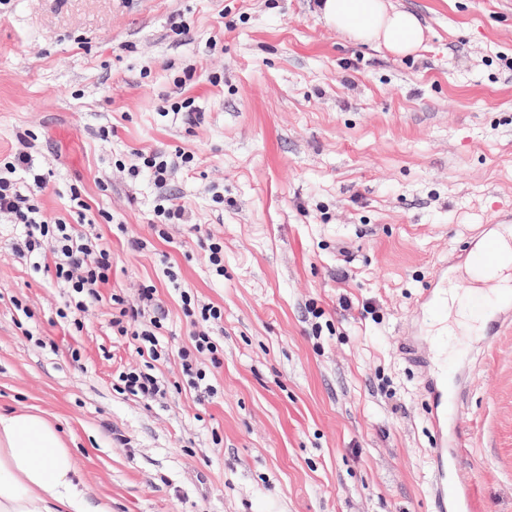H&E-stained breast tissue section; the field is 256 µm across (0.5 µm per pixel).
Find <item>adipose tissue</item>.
I'll use <instances>...</instances> for the list:
<instances>
[{"label": "adipose tissue", "mask_w": 512, "mask_h": 512, "mask_svg": "<svg viewBox=\"0 0 512 512\" xmlns=\"http://www.w3.org/2000/svg\"><path fill=\"white\" fill-rule=\"evenodd\" d=\"M326 24L348 40L415 53L424 40L419 16L392 0H320ZM71 448L40 411L0 413V512H112L91 503L74 481Z\"/></svg>", "instance_id": "ef3b65f1"}]
</instances>
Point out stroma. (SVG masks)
Wrapping results in <instances>:
<instances>
[{
  "mask_svg": "<svg viewBox=\"0 0 512 512\" xmlns=\"http://www.w3.org/2000/svg\"><path fill=\"white\" fill-rule=\"evenodd\" d=\"M392 2L427 25L407 57L338 35L316 0H0V165L29 132L49 182L19 171L22 188L74 225L79 188L112 250L74 326L67 287L0 223V411L58 424L92 502L435 512L436 371L403 346L436 333L420 298L439 266L512 209V0ZM139 151L164 153L166 186ZM167 197L189 223L158 215ZM146 287L169 352L149 402L118 386L144 360L111 324L113 297ZM205 304L222 313L219 364L198 357L209 401L180 359ZM447 344L459 474L484 512H512V331L491 345L457 326Z\"/></svg>",
  "mask_w": 512,
  "mask_h": 512,
  "instance_id": "35a3bbf8",
  "label": "stroma"
}]
</instances>
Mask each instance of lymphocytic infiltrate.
<instances>
[{
	"label": "lymphocytic infiltrate",
	"mask_w": 512,
	"mask_h": 512,
	"mask_svg": "<svg viewBox=\"0 0 512 512\" xmlns=\"http://www.w3.org/2000/svg\"><path fill=\"white\" fill-rule=\"evenodd\" d=\"M20 169L31 173L38 188L47 185L44 175L35 172L31 154L24 149L15 153L13 161L0 168V219L24 226L25 235L16 253L37 260L51 258L55 278L71 288L70 304L76 311L86 312L89 301L97 299L101 286L109 281L112 253L64 220L49 216L16 182L14 175ZM153 300V289H142L137 303L121 307L111 324L120 335L136 341L140 355L156 362L165 358L166 352L157 336L160 318L146 315Z\"/></svg>",
	"instance_id": "obj_1"
}]
</instances>
